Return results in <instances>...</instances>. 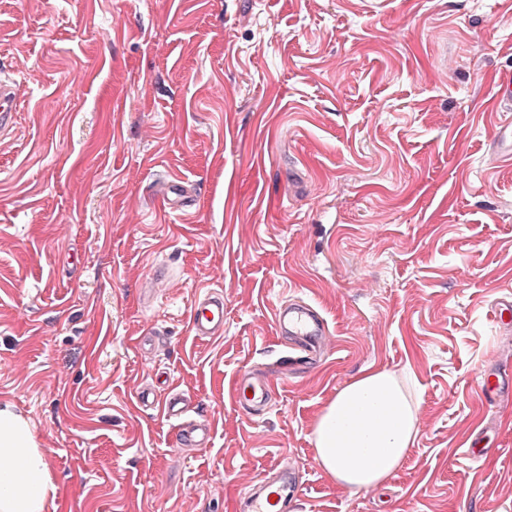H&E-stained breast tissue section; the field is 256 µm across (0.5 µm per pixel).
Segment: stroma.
I'll return each instance as SVG.
<instances>
[{
  "label": "stroma",
  "mask_w": 512,
  "mask_h": 512,
  "mask_svg": "<svg viewBox=\"0 0 512 512\" xmlns=\"http://www.w3.org/2000/svg\"><path fill=\"white\" fill-rule=\"evenodd\" d=\"M2 69L20 107L0 137V409L45 454L46 512H237L283 458L293 512H512V398L480 389L512 361L491 317L512 163L487 161L512 0H0ZM173 177L190 207L161 208ZM217 284L224 334L193 336ZM291 296L331 345L285 376ZM253 367L276 404L251 416L227 388ZM374 370L416 383L419 433L355 491L313 430ZM151 387L190 398L209 447H176Z\"/></svg>",
  "instance_id": "obj_1"
}]
</instances>
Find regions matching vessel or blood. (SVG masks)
<instances>
[{"label": "vessel or blood", "mask_w": 512, "mask_h": 512, "mask_svg": "<svg viewBox=\"0 0 512 512\" xmlns=\"http://www.w3.org/2000/svg\"><path fill=\"white\" fill-rule=\"evenodd\" d=\"M14 78L0 77V135H6L13 124L15 112ZM496 97L503 112L502 139L496 147L497 153L512 155V75H504L497 83ZM493 321L497 326H512V292H502L492 305ZM274 321L278 335L294 340L301 350L299 356L290 358L287 364L289 372H296L311 357L312 346L324 340L328 334V323L320 310L303 299H295L281 305L275 312ZM189 323L192 332L200 337L220 336L224 333V292L218 287L202 291L194 300ZM482 386L489 399H496L512 389V375L503 368L488 370L482 380ZM272 384L267 378H256L251 374L238 375L232 384L231 399L244 411H256L271 405ZM140 403L148 408L157 409L164 417L174 422L177 428L176 444L181 448H199L211 442L209 426H199L185 419L186 409L181 396L171 392L165 397H157L152 390L139 394ZM278 486L267 493L251 490L243 503L250 512H282L286 498L294 497L296 484L288 470L287 463H279Z\"/></svg>", "instance_id": "1"}]
</instances>
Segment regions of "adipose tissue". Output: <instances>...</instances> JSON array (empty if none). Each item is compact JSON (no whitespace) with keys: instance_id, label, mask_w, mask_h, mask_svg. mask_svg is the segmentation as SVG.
<instances>
[{"instance_id":"ef3b65f1","label":"adipose tissue","mask_w":512,"mask_h":512,"mask_svg":"<svg viewBox=\"0 0 512 512\" xmlns=\"http://www.w3.org/2000/svg\"><path fill=\"white\" fill-rule=\"evenodd\" d=\"M419 397L390 370L363 373L342 389L318 418L316 457L340 484L355 490L383 486L418 435ZM0 512H44L52 489L43 452L24 424L0 409Z\"/></svg>"}]
</instances>
